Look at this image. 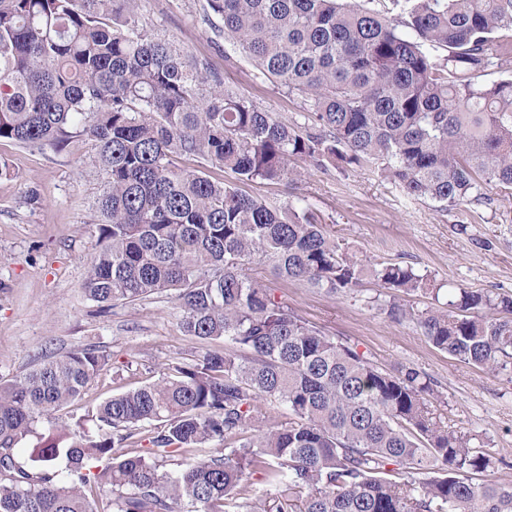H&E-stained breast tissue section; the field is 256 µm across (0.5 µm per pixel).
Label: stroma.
I'll return each mask as SVG.
<instances>
[{
  "label": "stroma",
  "mask_w": 512,
  "mask_h": 512,
  "mask_svg": "<svg viewBox=\"0 0 512 512\" xmlns=\"http://www.w3.org/2000/svg\"><path fill=\"white\" fill-rule=\"evenodd\" d=\"M204 2L139 0V12L151 34L206 59L226 85L262 110L302 122L299 100L256 78L231 42L204 21ZM1 158L17 176L0 179V383L29 371L48 349L93 345L109 357L81 400L39 422L19 443V462L33 468L52 428L74 427L113 395L158 379L195 344L179 328L182 312L173 294L102 313L83 294L104 188L93 142L40 150L1 140ZM245 190L259 198L305 199L329 233L367 263L412 267L429 285L413 296L416 311L447 300L457 287L512 295L510 193L494 189L484 199L442 209L406 197L368 168L312 166L301 181H256ZM249 275L381 368H412L430 378L439 394L436 413L490 456L485 479L512 484V363L492 373L437 350L417 322L396 323L382 311L392 291L380 281L369 278L353 292L332 296L300 282L275 281L263 264L253 265Z\"/></svg>",
  "instance_id": "1"
}]
</instances>
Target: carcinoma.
<instances>
[{
	"label": "carcinoma",
	"instance_id": "1",
	"mask_svg": "<svg viewBox=\"0 0 512 512\" xmlns=\"http://www.w3.org/2000/svg\"><path fill=\"white\" fill-rule=\"evenodd\" d=\"M137 9L0 0V140L95 142L105 188L85 296L103 309L172 291L181 332L203 350L102 402L94 429L76 424L68 445L48 438L32 471L18 444L79 399L108 356L47 351L1 383L0 512H96L100 495L112 512H512V484L473 483L492 461L435 416L431 382L379 368L246 271L264 262L333 294L372 275L400 292L384 307L391 319H416L435 348L491 371L512 354V296L459 288L417 313L408 297L423 276L369 267L303 199L237 187L295 182L306 163L369 166L445 208L512 191V77L481 80L512 64V0H206L257 75L300 99L303 126L154 37ZM175 457L180 469L159 470ZM421 470L437 476L403 477ZM254 473L274 496L251 497Z\"/></svg>",
	"mask_w": 512,
	"mask_h": 512
}]
</instances>
